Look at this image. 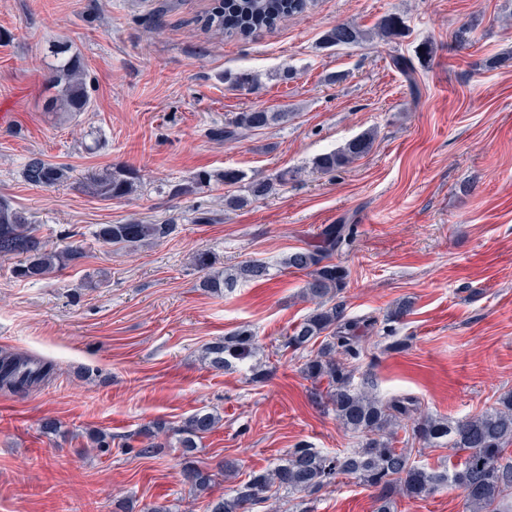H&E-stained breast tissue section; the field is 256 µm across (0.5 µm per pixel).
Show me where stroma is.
Wrapping results in <instances>:
<instances>
[{"mask_svg": "<svg viewBox=\"0 0 512 512\" xmlns=\"http://www.w3.org/2000/svg\"><path fill=\"white\" fill-rule=\"evenodd\" d=\"M209 0H0V200L27 211L48 246L84 254L39 281L15 278L0 256V351L51 362V377L21 393L0 390V512H133L156 504L206 512L250 472L274 467L305 442L327 454L356 448L334 415L310 399L302 353L278 355L311 303L289 253L320 244L331 224L354 233L332 259L349 271L340 294L350 319H372L356 361L381 398L411 395L424 412L452 418L493 407L512 391V0H311L300 15L249 39L201 32ZM400 16L407 34L386 42L379 20ZM339 23L365 40L327 47ZM470 27L459 44L456 31ZM60 41L82 57L91 106L69 119L45 109L43 53ZM432 52L420 55L422 46ZM410 58L413 81L393 66ZM295 76L283 80L282 71ZM247 70L255 91L227 78ZM339 74L328 82L329 74ZM263 107L285 123L232 142L210 127ZM368 154L331 174L314 159L364 132ZM70 170L50 186L26 182L31 156ZM133 167L143 189L121 200L86 194L88 174ZM287 172L272 193L236 211L241 185L212 183L176 197L193 172ZM212 224L195 223L199 210ZM173 222L170 236L124 248L97 240L101 225ZM231 267L257 259L268 280L214 295L198 286L194 253ZM402 300L410 315L390 324ZM252 328L271 368L218 371L203 358L216 338ZM405 340L403 351L390 345ZM217 413L195 465L215 470L211 493L183 475L177 438L137 454V430L155 419L179 427ZM62 422L64 435L41 423ZM111 435L108 451L89 435ZM235 461L236 473L218 472ZM373 489L341 476L309 497L312 512H373Z\"/></svg>", "mask_w": 512, "mask_h": 512, "instance_id": "35a3bbf8", "label": "stroma"}]
</instances>
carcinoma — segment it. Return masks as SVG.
Here are the masks:
<instances>
[{"label":"carcinoma","instance_id":"obj_1","mask_svg":"<svg viewBox=\"0 0 512 512\" xmlns=\"http://www.w3.org/2000/svg\"><path fill=\"white\" fill-rule=\"evenodd\" d=\"M306 0H212L210 8L198 19L200 28L214 35L247 38L256 30L273 28L282 20L303 12ZM379 38L392 42L406 34L401 17L389 15L376 27ZM364 38L358 27L341 23L329 29L324 42L329 47L356 44ZM51 58L48 83L54 93L46 100L49 112L75 114L90 105V92L82 57L62 43L48 48ZM288 119L286 112H269L255 108L240 112L222 127L209 129L217 141H235L245 133L266 129ZM373 143L372 135L361 134L343 147L325 152L313 161L314 169L324 174L349 166L366 155ZM24 179L34 185L53 186L67 178V171L33 157L23 169ZM244 180L238 170L226 168L221 173L200 170L170 189L183 196L207 187L211 182L237 184ZM288 180L282 172L275 178L253 179L245 186L246 195L224 197V208L235 209L247 198H262L274 189V183ZM141 187V176L133 168L115 165L89 175L83 188L102 199H123ZM172 224H143L132 220L126 224H106L98 236L113 245H136L169 236ZM351 224H334L325 232L321 246L300 248L288 254L284 265L302 271L307 280L302 297L314 303L312 311L284 336L281 348L286 352L318 349L307 355L302 373L315 386L310 392L317 406L331 411L344 428L363 437L358 448L329 455L300 442L287 450L281 463L271 469L253 471L246 481L210 502L209 512H262L280 490L292 495H313L335 481L339 475L351 476L377 491L374 512H397L402 498H425L448 485L460 489L471 512H512L505 497L512 491V392L498 399V406L464 419L432 415L421 411L417 398L400 395L382 400L375 394L354 386L357 372L353 361L361 352L358 331L368 327L344 315L343 305L334 299L347 287L348 270L333 262V253L353 235ZM0 253L22 254L24 259L14 268L16 277L40 280L64 269L82 257L83 247L71 243L63 248H47L36 234L30 217L7 202H0ZM192 264L204 271L200 287L211 293L231 291L241 283L258 282L269 275V267L259 260H247L228 269L217 270L206 252L192 256ZM260 344L254 332L239 328L213 342L207 348L211 367L221 370L246 366L252 381L264 382L270 370L258 359ZM51 367L31 358L9 353L0 356V388L20 392L41 383ZM326 387H321V384ZM412 422L413 439L428 448H457L465 452L463 460L452 466L428 468L412 460V450L396 448V434L402 421ZM220 417L201 410L186 419L179 434L180 444L189 453L196 440L212 432ZM166 424L153 421L143 426L138 436L145 440L138 453L155 456L165 444L159 441ZM184 471L191 485L200 491L213 488L215 474L184 460Z\"/></svg>","mask_w":512,"mask_h":512}]
</instances>
